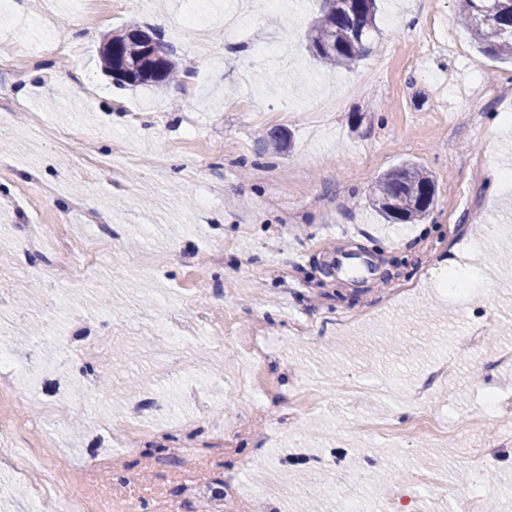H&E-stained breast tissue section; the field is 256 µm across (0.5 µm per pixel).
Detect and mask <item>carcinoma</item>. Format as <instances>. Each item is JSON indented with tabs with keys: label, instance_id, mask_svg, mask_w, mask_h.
<instances>
[{
	"label": "carcinoma",
	"instance_id": "cac0c4a2",
	"mask_svg": "<svg viewBox=\"0 0 512 512\" xmlns=\"http://www.w3.org/2000/svg\"><path fill=\"white\" fill-rule=\"evenodd\" d=\"M377 0H320L308 51L314 59L331 66L350 68L372 49L377 31ZM458 18L467 28L477 47L500 60L512 61V0H458ZM156 61L144 60L143 43L135 37L134 28L112 32L101 50L104 71L117 60L140 64L139 72L128 78L112 77L118 86L150 85L167 87L175 77L187 76L180 70L160 34ZM435 204L432 176L425 170L406 163L375 181L370 191V205L387 221L408 223L424 218Z\"/></svg>",
	"mask_w": 512,
	"mask_h": 512
}]
</instances>
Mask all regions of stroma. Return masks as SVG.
Returning <instances> with one entry per match:
<instances>
[{
  "label": "stroma",
  "instance_id": "35a3bbf8",
  "mask_svg": "<svg viewBox=\"0 0 512 512\" xmlns=\"http://www.w3.org/2000/svg\"><path fill=\"white\" fill-rule=\"evenodd\" d=\"M458 0H379L372 52L352 69L314 62L304 44L318 0H279L225 31L218 13L244 0H126L100 17L80 0H0V44L14 47L7 84L23 109L0 111V348L18 366L0 387V457L47 454L25 475L0 470V512H67V494L119 456L91 512H123L158 490L182 512H383L399 492L409 512H454L452 492L484 445L482 512H512V63L480 52L458 22ZM161 33L194 75L191 86L119 88L101 68L106 34L128 25ZM136 109L143 121L130 123ZM292 135L278 154L263 133L272 113ZM79 125L112 158L89 171L79 148L47 129ZM481 159L472 181L461 158ZM430 172L437 200L415 224L382 223L375 180L402 163ZM91 196L101 225L72 209ZM52 235L27 254L33 228ZM223 248L215 281L196 256ZM408 295L386 303L392 281ZM207 306L211 325L198 324ZM198 336L168 369L169 313ZM495 332L463 356L458 340L480 314ZM264 321L269 377L282 396L242 399L236 336ZM223 323V331L212 328ZM455 362L419 406L415 387ZM363 386L347 401V380ZM256 420L248 436L238 420ZM184 421L182 447L157 469L123 433ZM250 458L239 468L238 457ZM443 493H436V486Z\"/></svg>",
  "mask_w": 512,
  "mask_h": 512
}]
</instances>
